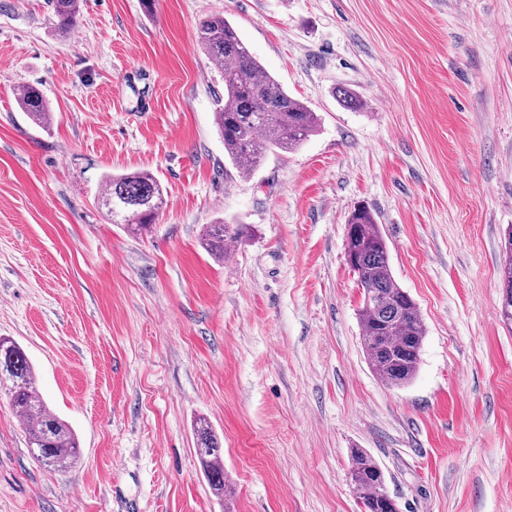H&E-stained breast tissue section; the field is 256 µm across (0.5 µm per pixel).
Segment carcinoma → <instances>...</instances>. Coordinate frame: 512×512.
<instances>
[{
  "mask_svg": "<svg viewBox=\"0 0 512 512\" xmlns=\"http://www.w3.org/2000/svg\"><path fill=\"white\" fill-rule=\"evenodd\" d=\"M57 29L67 35L79 13V0H51ZM198 42L224 76V102L215 123L224 140V153L238 172L256 170L272 151L298 148L317 130L318 119L303 102L291 97L252 55L234 25L222 14H210L198 27ZM20 109L45 127L50 111L40 89L26 86L18 96ZM102 205L111 223L133 233L147 231L164 204L163 188L149 172L110 174L104 180ZM243 235L240 224L210 225L203 247L224 258L228 247ZM346 253L362 288L361 344L378 379L389 387L409 384L415 377L425 328L414 299L396 284L386 240L370 210L355 208L349 216ZM502 277L506 283L501 317L512 324V228L504 238ZM0 387L7 388L13 408L26 423L31 453L44 463L66 467L79 444L70 427L48 406L36 387L32 364L21 347L0 337ZM197 456L217 494H224L223 448L209 425L196 429ZM350 476L362 512H399L398 503L382 493L386 476L374 457L362 448L351 449Z\"/></svg>",
  "mask_w": 512,
  "mask_h": 512,
  "instance_id": "cac0c4a2",
  "label": "carcinoma"
}]
</instances>
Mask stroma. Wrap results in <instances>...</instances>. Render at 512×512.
I'll list each match as a JSON object with an SVG mask.
<instances>
[{"label":"stroma","mask_w":512,"mask_h":512,"mask_svg":"<svg viewBox=\"0 0 512 512\" xmlns=\"http://www.w3.org/2000/svg\"><path fill=\"white\" fill-rule=\"evenodd\" d=\"M218 12L318 117L249 175L197 41ZM56 23L48 0H0V336L79 454L38 461L0 395V512H359L354 448L401 512H512V0H81L69 36ZM29 84L49 127L17 104ZM140 170L166 206L135 235L100 198ZM360 205L426 329L402 388L361 344ZM220 220L244 234L219 262L200 239ZM503 253L505 256L502 266V277L506 283L505 294L501 301V317L505 324H512V229L504 238ZM197 456L204 474L212 489L218 495H224L225 479L223 465V448L209 425L199 423L196 429Z\"/></svg>","instance_id":"1"}]
</instances>
